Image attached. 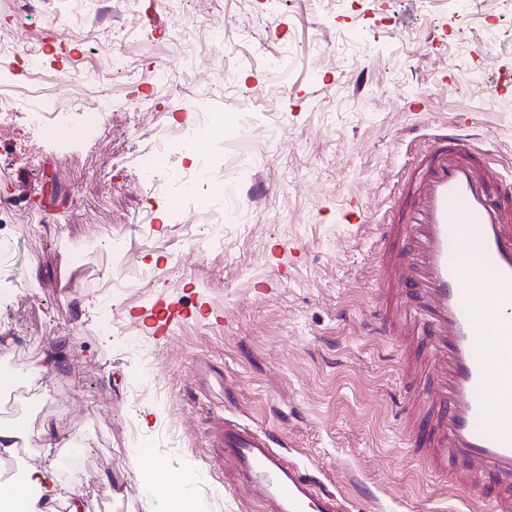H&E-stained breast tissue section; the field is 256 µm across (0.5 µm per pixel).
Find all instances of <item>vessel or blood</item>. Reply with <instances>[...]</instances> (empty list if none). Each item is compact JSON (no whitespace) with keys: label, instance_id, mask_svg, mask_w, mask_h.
I'll list each match as a JSON object with an SVG mask.
<instances>
[{"label":"vessel or blood","instance_id":"obj_1","mask_svg":"<svg viewBox=\"0 0 512 512\" xmlns=\"http://www.w3.org/2000/svg\"><path fill=\"white\" fill-rule=\"evenodd\" d=\"M415 168L399 221L380 227L383 265L394 274L376 291L381 336L401 340L404 383L426 389L408 406L419 458L492 512H512V184L476 159L456 129L434 135ZM492 279L471 287L464 239ZM495 329L493 351L482 338ZM225 460L274 512H345L343 499L275 449L276 437L234 420L220 435Z\"/></svg>","mask_w":512,"mask_h":512}]
</instances>
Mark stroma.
<instances>
[{
    "label": "stroma",
    "instance_id": "1",
    "mask_svg": "<svg viewBox=\"0 0 512 512\" xmlns=\"http://www.w3.org/2000/svg\"><path fill=\"white\" fill-rule=\"evenodd\" d=\"M205 13L221 43L203 26L183 40L163 0L120 13L97 0L69 13L76 38L62 44L46 16L0 0V30L25 25L39 54L30 69L0 59L19 104L0 191L41 196L51 178L67 194L0 222V372L23 380L57 359L12 412L26 442L0 467L57 471L56 512L73 491L88 512H170L159 468L197 512H270L224 459L230 417L275 431L278 452L316 467L349 512H488L410 448L399 341L375 334L374 296L379 227L434 130L459 127L512 179V0H283L273 13L208 0ZM116 44L124 73L89 81ZM163 65L175 93L147 87ZM34 89L61 104L107 98L108 120L62 117L44 136ZM138 98L151 110L136 119ZM200 111L224 115L197 139L223 170L182 180L177 149L146 177L157 131L179 136ZM245 112L266 139L241 129ZM219 185L226 219L168 206ZM47 423L76 435L73 470L72 449H44Z\"/></svg>",
    "mask_w": 512,
    "mask_h": 512
}]
</instances>
